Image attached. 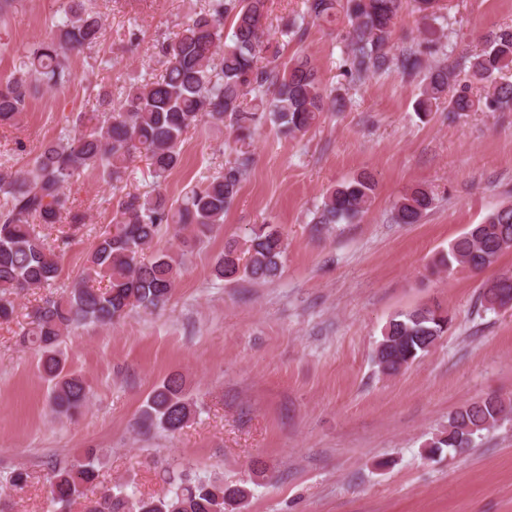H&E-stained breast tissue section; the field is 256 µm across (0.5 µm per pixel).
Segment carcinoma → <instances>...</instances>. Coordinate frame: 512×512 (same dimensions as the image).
<instances>
[{
    "label": "carcinoma",
    "mask_w": 512,
    "mask_h": 512,
    "mask_svg": "<svg viewBox=\"0 0 512 512\" xmlns=\"http://www.w3.org/2000/svg\"><path fill=\"white\" fill-rule=\"evenodd\" d=\"M62 16L50 35L25 49L23 67L0 81V128L23 121L37 81L48 87L69 81L68 50L97 44L102 18L85 0H62ZM268 0H210L174 37L158 45L165 66L156 80L131 86L113 102L106 90L97 92L98 106L77 116L74 126L38 147L30 167L15 171L0 164V318L13 314L12 298L49 288L60 276L56 247L38 227L69 217L81 224L68 190L88 169H98L116 185L129 164L143 156L160 183L181 161L184 136L200 125L221 123L237 141L251 138L269 121L279 132L306 134L322 113L342 110L344 98L323 87L318 70L306 55L283 61L268 53ZM440 0H305L314 22L347 19V57L341 72L349 83L398 70L413 76L426 69L414 112L420 119L446 107L450 113L501 112L512 106V83L500 75L512 69V26L484 38V48L467 57L468 82L460 84L441 56L445 45L434 37ZM408 10L423 25L416 48L393 52L392 37L399 14ZM232 18L231 43H224V19ZM251 154L240 151L207 182L190 190L179 205L159 190L128 193L112 210V227L104 231L87 258L82 274L54 300L35 308L21 329L20 341L39 356V368L51 382L49 402L60 414L82 408L89 399L85 380L66 370L60 349L64 337L86 325H110L128 310L157 309L169 300L182 259L159 253L144 259V250L175 225L201 243L224 223V213L238 195ZM376 181L369 172L327 190L317 208L315 224H349L369 212ZM433 194L422 186L407 188L393 203L398 224H417L433 205ZM512 248V205L491 211L479 224L450 242L438 265L448 272L481 273ZM285 252L283 234L274 224H258L244 242L224 245L213 268L216 279L268 280L280 269ZM99 287H94V284ZM512 299V270L483 284V299ZM448 311L416 307L393 316L376 348V364L396 375L429 352L448 332ZM196 412L183 377L173 374L156 386L140 411L143 426L175 432ZM512 412V402L491 394L465 405L448 418V429L428 443L431 452L463 450L475 436L497 425ZM99 454L90 448L83 459L54 467L49 476L52 500L67 505L84 495L95 481ZM170 489L158 496H141L126 485L109 488L89 500L86 512H236L248 499L244 486H226L214 478H168Z\"/></svg>",
    "instance_id": "1"
}]
</instances>
